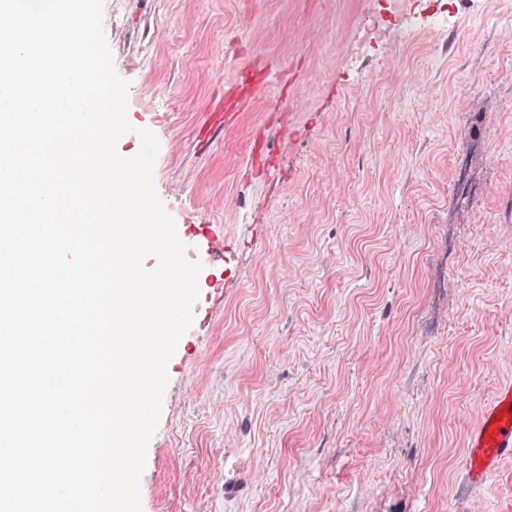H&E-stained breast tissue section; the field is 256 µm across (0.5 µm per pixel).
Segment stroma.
<instances>
[{"label": "stroma", "mask_w": 512, "mask_h": 512, "mask_svg": "<svg viewBox=\"0 0 512 512\" xmlns=\"http://www.w3.org/2000/svg\"><path fill=\"white\" fill-rule=\"evenodd\" d=\"M376 5L103 0L165 212L231 247L141 512H495L458 462L512 377V0H449L406 45L365 43ZM245 69L260 91L197 141Z\"/></svg>", "instance_id": "stroma-1"}]
</instances>
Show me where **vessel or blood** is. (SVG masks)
I'll return each mask as SVG.
<instances>
[{
  "label": "vessel or blood",
  "instance_id": "vessel-or-blood-1",
  "mask_svg": "<svg viewBox=\"0 0 512 512\" xmlns=\"http://www.w3.org/2000/svg\"><path fill=\"white\" fill-rule=\"evenodd\" d=\"M182 244L193 246L206 262L224 258V237L210 225L191 220L178 227ZM512 463V379L500 381L492 399L475 412L468 430L461 467L469 487L492 489L497 512H512V476L505 475Z\"/></svg>",
  "mask_w": 512,
  "mask_h": 512
}]
</instances>
